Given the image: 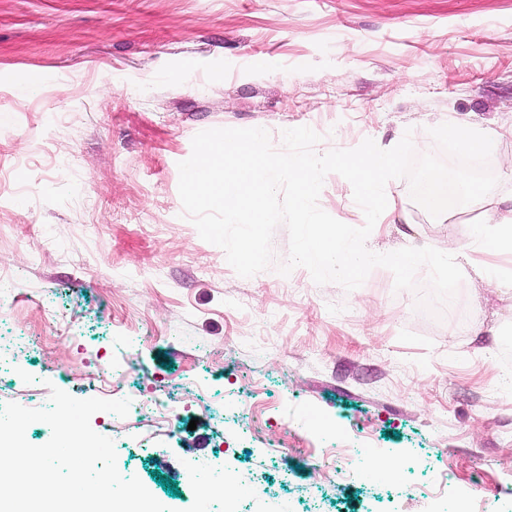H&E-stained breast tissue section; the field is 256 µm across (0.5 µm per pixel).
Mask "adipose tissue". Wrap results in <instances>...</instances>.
<instances>
[{"instance_id": "ef3b65f1", "label": "adipose tissue", "mask_w": 512, "mask_h": 512, "mask_svg": "<svg viewBox=\"0 0 512 512\" xmlns=\"http://www.w3.org/2000/svg\"><path fill=\"white\" fill-rule=\"evenodd\" d=\"M334 160L337 168L352 179L360 195L371 203L376 218L383 219L397 212L398 202L384 184L385 173L396 162L393 152L373 145L354 153H335ZM466 195L470 210L483 216L482 222L472 227L474 244L487 254L512 250V207L492 206L481 186L469 188Z\"/></svg>"}]
</instances>
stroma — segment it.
<instances>
[{
  "label": "stroma",
  "mask_w": 512,
  "mask_h": 512,
  "mask_svg": "<svg viewBox=\"0 0 512 512\" xmlns=\"http://www.w3.org/2000/svg\"><path fill=\"white\" fill-rule=\"evenodd\" d=\"M451 118L502 137L462 154ZM299 126L320 154L367 138L397 153L401 217L369 250L468 251L465 195L441 217L416 185L436 170L512 197V0H0V398L137 399L91 426L174 512L194 499L188 461L293 512H418L444 480L476 512H512L511 291L465 275L459 314L437 320L382 267L350 292L302 267L243 278L184 216L195 134L260 127L278 148ZM318 204L364 223L338 174ZM318 418L395 477H343Z\"/></svg>",
  "instance_id": "stroma-1"
}]
</instances>
